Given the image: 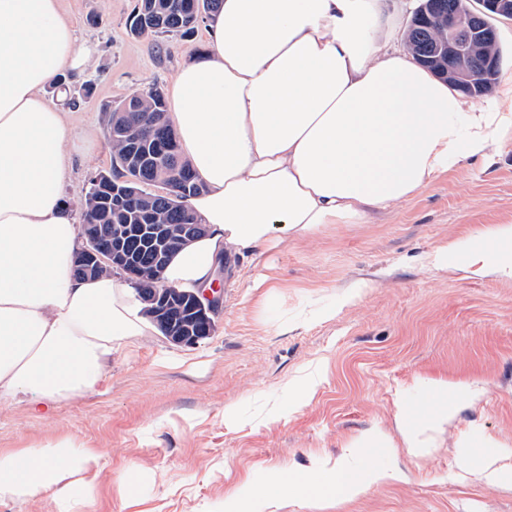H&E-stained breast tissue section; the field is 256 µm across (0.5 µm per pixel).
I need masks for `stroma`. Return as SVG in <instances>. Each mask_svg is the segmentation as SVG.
Masks as SVG:
<instances>
[{"mask_svg":"<svg viewBox=\"0 0 512 512\" xmlns=\"http://www.w3.org/2000/svg\"><path fill=\"white\" fill-rule=\"evenodd\" d=\"M79 36L97 41L92 69L74 78L75 145L66 195L82 206L91 179L109 170L104 111L137 90L168 89L203 45L135 37V0H64ZM92 85L84 95V85ZM512 224V141L493 157L469 159L369 224H329L312 238L284 240L256 260L228 259L211 335L176 346L150 336L112 357L100 394L62 402L53 415L0 400V451L72 438L97 451L91 494L60 508L51 494L0 504V512H222L226 496L250 499L270 470L323 474L397 463L403 482L316 509L289 496L279 512H512V489L486 486L475 471L512 456V279L476 277L463 255L434 269L430 256L459 239L498 256L506 244L488 228ZM366 287L348 301L345 286ZM334 308L321 321L318 306ZM316 392L277 419L287 380L315 366ZM471 381L480 392L433 433L423 456L408 449L353 452L372 430L399 440V416L422 422L433 400L424 379ZM235 404L242 422L224 420ZM141 473L136 496L120 477Z\"/></svg>","mask_w":512,"mask_h":512,"instance_id":"obj_1","label":"stroma"}]
</instances>
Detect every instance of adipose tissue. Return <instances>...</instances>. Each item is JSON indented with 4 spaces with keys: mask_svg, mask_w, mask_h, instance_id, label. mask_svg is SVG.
<instances>
[{
    "mask_svg": "<svg viewBox=\"0 0 512 512\" xmlns=\"http://www.w3.org/2000/svg\"><path fill=\"white\" fill-rule=\"evenodd\" d=\"M203 51L176 74L169 115L203 191L187 201L206 231L176 252L164 285L210 288L223 256L247 259L276 232L305 240L328 224H366L469 158L512 139V79L473 105L407 54H388L386 0H223ZM99 52L62 0H0V398L48 414L97 394L113 355L156 326L131 285L81 278L77 213L66 201L80 131L46 90L85 73ZM477 276L512 278L452 240ZM100 457L67 438L0 451V504L88 492ZM397 467L334 466L324 478L277 470L254 495L266 512L294 491L318 506L405 480Z\"/></svg>",
    "mask_w": 512,
    "mask_h": 512,
    "instance_id": "obj_1",
    "label": "adipose tissue"
}]
</instances>
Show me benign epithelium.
<instances>
[{
	"label": "benign epithelium",
	"instance_id": "obj_1",
	"mask_svg": "<svg viewBox=\"0 0 512 512\" xmlns=\"http://www.w3.org/2000/svg\"><path fill=\"white\" fill-rule=\"evenodd\" d=\"M483 5L498 18L512 19V0H485ZM428 23L435 24L443 33V38L434 42L427 53L420 55L421 60L462 92L483 89L482 78L489 71L499 70V62L492 55L480 57L478 53L483 46L495 40L496 28L465 7H449L448 0H421L406 34ZM105 228V224L81 225L79 235L83 245L75 257V267L84 275L110 269L124 275L132 283L155 278L153 271L147 276L142 272L133 243L150 248L154 268L163 269L170 256L194 241L195 233L200 231V227L194 224L177 229L165 224H127L123 232L109 234L107 244L100 246L94 237ZM138 293L148 317L155 320L168 341L179 346H194L202 337L191 335L190 327L185 323L176 328L164 320L163 313L169 302L181 301L188 307L190 315L208 322L213 321L221 306L218 288L206 291L202 298L194 292L158 285L144 284L138 288Z\"/></svg>",
	"mask_w": 512,
	"mask_h": 512
}]
</instances>
